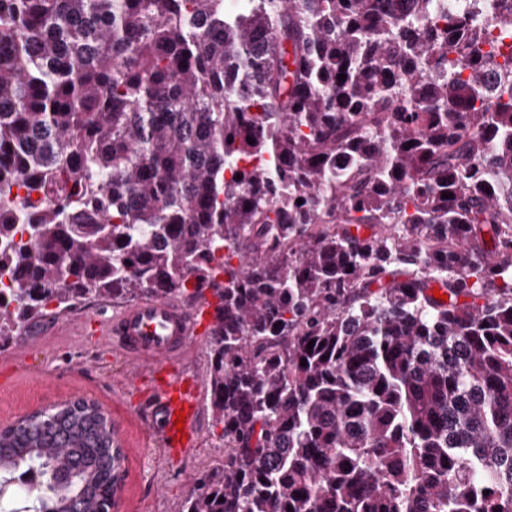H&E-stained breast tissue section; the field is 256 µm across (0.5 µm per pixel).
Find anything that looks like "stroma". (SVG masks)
Wrapping results in <instances>:
<instances>
[{"label":"stroma","mask_w":512,"mask_h":512,"mask_svg":"<svg viewBox=\"0 0 512 512\" xmlns=\"http://www.w3.org/2000/svg\"><path fill=\"white\" fill-rule=\"evenodd\" d=\"M120 303L96 301L44 318L46 333L18 336L0 346V428L56 403L95 401L120 426L127 480L119 512H180L195 479L224 457L220 431L209 410L199 420L200 442L185 457L171 456L135 407L134 367L100 347L92 320L120 310Z\"/></svg>","instance_id":"stroma-1"}]
</instances>
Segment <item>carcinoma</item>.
<instances>
[{"label":"carcinoma","mask_w":512,"mask_h":512,"mask_svg":"<svg viewBox=\"0 0 512 512\" xmlns=\"http://www.w3.org/2000/svg\"><path fill=\"white\" fill-rule=\"evenodd\" d=\"M224 2L0 0V344L208 292L224 459L181 512H512V63L478 31L512 9ZM112 437L37 410L0 480L109 512Z\"/></svg>","instance_id":"cac0c4a2"}]
</instances>
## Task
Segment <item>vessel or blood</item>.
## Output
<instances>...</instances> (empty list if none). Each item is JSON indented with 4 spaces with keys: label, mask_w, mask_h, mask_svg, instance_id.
I'll list each match as a JSON object with an SVG mask.
<instances>
[{
    "label": "vessel or blood",
    "mask_w": 512,
    "mask_h": 512,
    "mask_svg": "<svg viewBox=\"0 0 512 512\" xmlns=\"http://www.w3.org/2000/svg\"><path fill=\"white\" fill-rule=\"evenodd\" d=\"M215 316L211 307L198 313L173 300L147 297L95 323L96 335L140 369L135 385L153 399L152 425L160 430L167 449L183 454L193 451L199 439L201 386L187 382L176 369L195 337L207 333ZM181 409L186 421L179 432L174 419Z\"/></svg>",
    "instance_id": "b4317fda"
}]
</instances>
